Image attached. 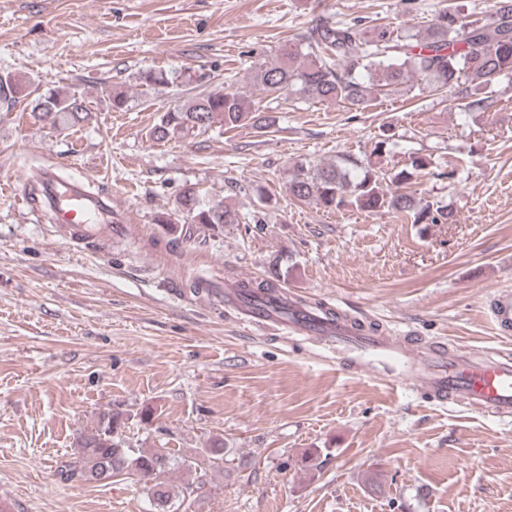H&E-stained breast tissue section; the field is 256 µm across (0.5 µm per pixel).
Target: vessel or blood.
I'll list each match as a JSON object with an SVG mask.
<instances>
[{
	"mask_svg": "<svg viewBox=\"0 0 512 512\" xmlns=\"http://www.w3.org/2000/svg\"><path fill=\"white\" fill-rule=\"evenodd\" d=\"M58 175L46 170L41 178L42 194L51 208L55 224L72 241L93 237L101 229L123 235L129 221L123 210L113 207L112 196L93 191L91 183L74 181L65 194L57 192ZM210 298L216 303L237 306L244 321L265 326L273 334H307L328 339L342 347L355 348L359 355H374L392 366H406L417 358L422 366L417 383L427 389L442 406L460 405L483 417L512 421V356L489 351L478 360L449 352L446 343L423 344L415 339H398L380 331H364L360 320L338 319L330 305L313 311L303 306L300 297L288 289L258 304L242 296L239 288H225L223 283L204 279ZM490 318L500 333L512 332V290L495 291L489 303Z\"/></svg>",
	"mask_w": 512,
	"mask_h": 512,
	"instance_id": "1",
	"label": "vessel or blood"
}]
</instances>
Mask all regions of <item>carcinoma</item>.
<instances>
[{"mask_svg":"<svg viewBox=\"0 0 512 512\" xmlns=\"http://www.w3.org/2000/svg\"><path fill=\"white\" fill-rule=\"evenodd\" d=\"M504 73H512V0H496L488 17L472 20L455 6L444 7L423 36L375 28L368 38L365 28L357 23H319L298 43L285 44L272 60L257 66L253 85L274 99L286 91L306 100L361 110L372 97L403 84H415L432 91L456 89L467 99V108L476 111L489 104L488 98H475L473 93L486 89ZM21 93V86L11 76H0L1 103L13 101ZM31 104L32 111L53 127H73L88 115L85 97L76 90L49 88ZM275 121L239 92H200L161 112L150 138L157 142L184 138L215 123L226 130L249 126L265 132ZM429 166L430 161L418 155L389 176L371 165L352 178L346 166L300 162L294 166L288 190L294 199L310 200L324 208H387L413 224H437L450 220L451 215L431 211L411 190L418 175ZM385 180L394 187L390 194L383 190ZM179 203L190 223L212 231L239 223L224 202L206 201L192 188L184 191ZM245 288L260 300L274 290V285L262 279ZM124 427L121 412L100 413L94 426L77 434L74 457L57 469L60 480L108 484L123 475L149 477L153 480L148 490L153 512H181L193 501L198 483L189 479L173 488L164 476L175 471L189 476L205 473L220 467L231 454L220 438L183 456L160 448H134L123 436Z\"/></svg>","mask_w":512,"mask_h":512,"instance_id":"carcinoma-1","label":"carcinoma"}]
</instances>
